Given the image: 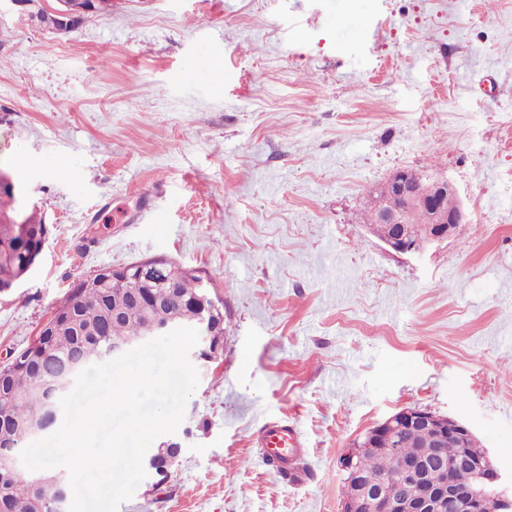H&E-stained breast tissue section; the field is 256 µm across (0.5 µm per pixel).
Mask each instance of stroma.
Masks as SVG:
<instances>
[{"label":"stroma","mask_w":512,"mask_h":512,"mask_svg":"<svg viewBox=\"0 0 512 512\" xmlns=\"http://www.w3.org/2000/svg\"><path fill=\"white\" fill-rule=\"evenodd\" d=\"M28 14L0 0V168L50 234L0 294V363L104 266L166 259L224 303L180 456L118 512H340L342 455L414 406L512 476V0H112L67 33ZM404 167L465 213L420 254L367 224ZM266 420L301 435L287 475Z\"/></svg>","instance_id":"obj_1"}]
</instances>
